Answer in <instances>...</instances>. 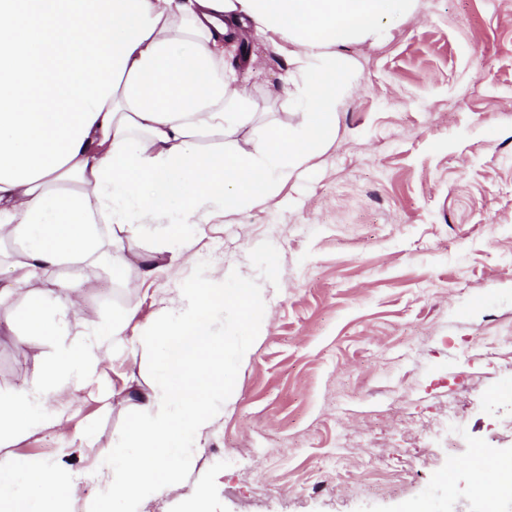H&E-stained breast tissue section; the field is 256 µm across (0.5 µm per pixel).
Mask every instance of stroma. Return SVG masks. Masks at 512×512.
I'll return each mask as SVG.
<instances>
[{"label":"stroma","instance_id":"obj_1","mask_svg":"<svg viewBox=\"0 0 512 512\" xmlns=\"http://www.w3.org/2000/svg\"><path fill=\"white\" fill-rule=\"evenodd\" d=\"M358 75L337 114L335 142L267 204L194 230L192 260L143 230L127 273L86 295L94 323L61 341L16 324L25 296L0 256V393L39 382L58 343L107 340L113 314L145 325L185 288L256 290L248 363L189 473L145 512H512L490 500L470 457L512 458V0H418L378 46L353 45ZM224 59L256 119L296 125L277 100L288 44L255 37ZM159 271L141 276V258ZM154 377L150 351L126 341L78 392L50 396L65 428L6 443L32 464L80 471L84 497L108 482L100 464L135 413L125 397Z\"/></svg>","mask_w":512,"mask_h":512}]
</instances>
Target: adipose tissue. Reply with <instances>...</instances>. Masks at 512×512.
<instances>
[{"instance_id":"obj_1","label":"adipose tissue","mask_w":512,"mask_h":512,"mask_svg":"<svg viewBox=\"0 0 512 512\" xmlns=\"http://www.w3.org/2000/svg\"><path fill=\"white\" fill-rule=\"evenodd\" d=\"M417 0H0V242L15 248L13 281L27 289L21 320L35 336L64 335L82 313L94 274L123 275L129 242L146 224L187 256L191 227L252 202H271L336 139V113L357 68L346 49L378 45ZM272 34L298 65L282 87L303 119L237 141L251 121L248 92L225 76L224 44ZM111 226L110 236L93 225ZM60 272L61 291L41 288ZM186 288L170 318L135 322L136 308L113 316L111 334L133 332L154 351L149 390L113 441L112 485L84 512H127L162 495L202 449L227 396L231 364L250 348L224 340L204 311L227 307L250 319L246 282ZM103 361L96 343L60 346L41 383L0 394V437L61 424L47 416L50 395L87 383ZM81 472L29 466L0 456V512H59L78 497Z\"/></svg>"}]
</instances>
